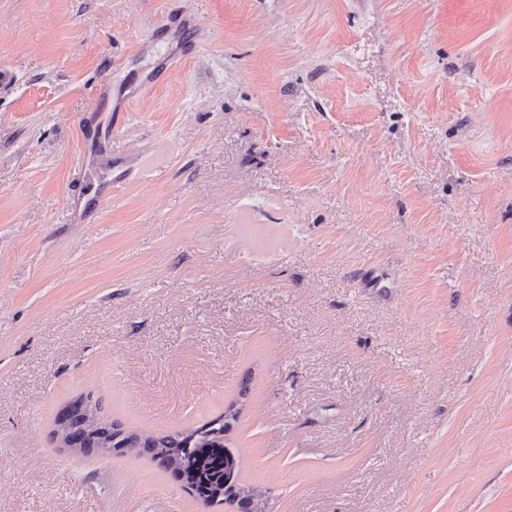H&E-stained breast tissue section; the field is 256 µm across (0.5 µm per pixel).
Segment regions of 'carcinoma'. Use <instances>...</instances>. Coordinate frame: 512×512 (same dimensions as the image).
I'll return each instance as SVG.
<instances>
[{"instance_id": "1", "label": "carcinoma", "mask_w": 512, "mask_h": 512, "mask_svg": "<svg viewBox=\"0 0 512 512\" xmlns=\"http://www.w3.org/2000/svg\"><path fill=\"white\" fill-rule=\"evenodd\" d=\"M239 416L232 404L193 429L144 436L105 415L100 401L79 396L57 412L52 438L83 455L145 454L158 468L183 480L205 506L228 504L236 512H263L256 488L240 479L239 457L230 446L229 433Z\"/></svg>"}]
</instances>
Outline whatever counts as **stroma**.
<instances>
[{
    "label": "stroma",
    "instance_id": "stroma-1",
    "mask_svg": "<svg viewBox=\"0 0 512 512\" xmlns=\"http://www.w3.org/2000/svg\"><path fill=\"white\" fill-rule=\"evenodd\" d=\"M86 393L236 405L266 512H512V0H0V512H225Z\"/></svg>",
    "mask_w": 512,
    "mask_h": 512
}]
</instances>
